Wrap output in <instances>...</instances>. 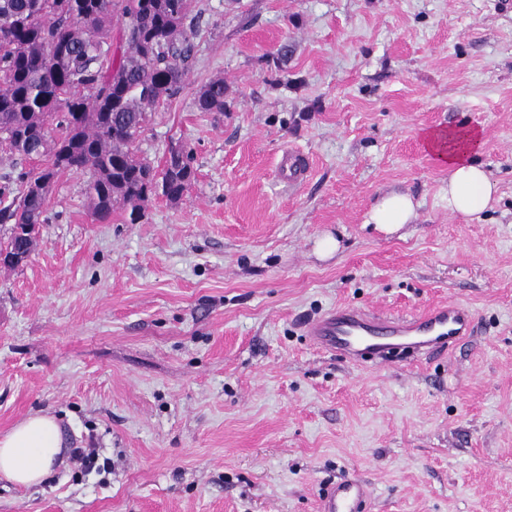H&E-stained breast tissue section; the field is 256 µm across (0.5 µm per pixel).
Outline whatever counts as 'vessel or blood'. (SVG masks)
Instances as JSON below:
<instances>
[{
    "label": "vessel or blood",
    "mask_w": 512,
    "mask_h": 512,
    "mask_svg": "<svg viewBox=\"0 0 512 512\" xmlns=\"http://www.w3.org/2000/svg\"><path fill=\"white\" fill-rule=\"evenodd\" d=\"M280 171L289 183L302 181L308 169L304 155L285 152ZM472 313L456 304L437 305L412 317L379 318L365 311L337 309L308 324L307 336L321 349L361 360L371 352L380 365L445 352L469 336ZM372 489L365 480L346 477L329 485L319 498V512H365Z\"/></svg>",
    "instance_id": "1"
}]
</instances>
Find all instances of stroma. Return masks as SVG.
Masks as SVG:
<instances>
[{
	"mask_svg": "<svg viewBox=\"0 0 512 512\" xmlns=\"http://www.w3.org/2000/svg\"><path fill=\"white\" fill-rule=\"evenodd\" d=\"M179 93L133 148L196 179L138 223L94 220L86 176L52 187L28 261L0 269V433L29 414L64 435L56 478L0 477V512H318L356 475L368 512H512V7L501 0H195ZM224 80L225 108L197 91ZM481 128L498 185L448 214L422 134ZM306 155L288 184L284 150ZM402 192L418 218L366 221ZM338 235L319 258L316 241ZM475 318L448 353L381 367L318 349L332 310ZM75 448L109 471L79 473ZM195 106L201 112L224 110V80L218 78L203 85L197 92ZM418 217L414 198L406 193L391 192L382 196L370 209L367 223L375 224L380 231L393 234Z\"/></svg>",
	"mask_w": 512,
	"mask_h": 512,
	"instance_id": "stroma-1",
	"label": "stroma"
}]
</instances>
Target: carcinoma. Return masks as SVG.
<instances>
[{"label": "carcinoma", "mask_w": 512, "mask_h": 512, "mask_svg": "<svg viewBox=\"0 0 512 512\" xmlns=\"http://www.w3.org/2000/svg\"><path fill=\"white\" fill-rule=\"evenodd\" d=\"M194 0H0V137L9 152L50 163L19 173L0 195L11 225L4 250L36 244L47 208L40 184L63 172L89 175L92 214L101 223L115 204L142 218L141 203L162 191L180 200L195 180L194 154L182 146L183 166L157 169L132 148L148 116L181 89L191 58ZM120 15L126 49H112ZM200 112L224 111V79L203 85Z\"/></svg>", "instance_id": "carcinoma-1"}]
</instances>
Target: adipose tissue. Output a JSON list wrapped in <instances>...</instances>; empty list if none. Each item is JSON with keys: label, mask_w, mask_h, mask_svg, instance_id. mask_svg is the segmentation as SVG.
I'll return each instance as SVG.
<instances>
[{"label": "adipose tissue", "mask_w": 512, "mask_h": 512, "mask_svg": "<svg viewBox=\"0 0 512 512\" xmlns=\"http://www.w3.org/2000/svg\"><path fill=\"white\" fill-rule=\"evenodd\" d=\"M426 150L448 170V213L474 218L493 208L497 184L478 161L482 132L467 122L425 131ZM418 217L414 198L391 192L370 209L368 223L393 234ZM64 437L57 420L35 413L0 435V477L29 488L52 479L59 466Z\"/></svg>", "instance_id": "ef3b65f1"}]
</instances>
